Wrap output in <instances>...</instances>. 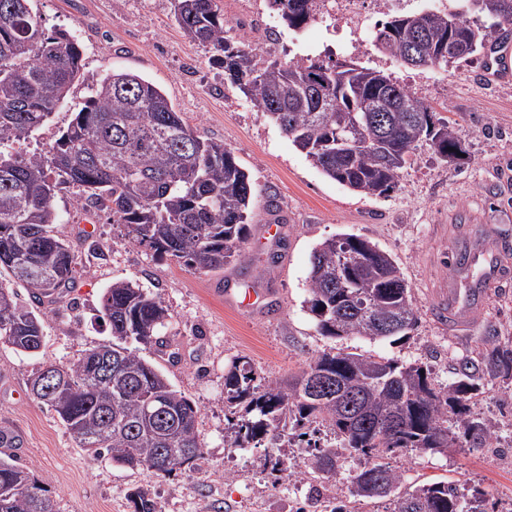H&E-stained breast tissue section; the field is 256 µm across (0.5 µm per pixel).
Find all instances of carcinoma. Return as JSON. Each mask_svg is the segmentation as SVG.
Returning <instances> with one entry per match:
<instances>
[{"mask_svg":"<svg viewBox=\"0 0 512 512\" xmlns=\"http://www.w3.org/2000/svg\"><path fill=\"white\" fill-rule=\"evenodd\" d=\"M221 0H174V19L184 36L208 44L224 79L253 107L265 112L322 174L363 195H385L417 148L428 144L442 160L463 152L450 121L406 86L362 65L319 56L285 63L266 59L227 36ZM317 0H268L287 25L298 30L319 16ZM446 12H421L425 34L416 38L414 15L393 16L377 25L379 51L408 66H446L477 59L512 30V0H456ZM483 19L476 25L468 19ZM459 19L449 30L448 20ZM456 42L467 49L451 50ZM83 49L67 30L47 32L31 0H0V342L35 354L42 347L43 319L19 305L9 281H19L37 302L74 286L77 255L55 232L53 206L62 184L82 189L94 207L107 209L130 240L197 272L224 269L242 256L248 216L255 202L249 174L224 144L194 135L160 88L133 73H112L90 89L84 106L46 153L22 154L15 144L40 128L79 81ZM315 82L324 96L358 107L364 130L381 123L384 134L367 142L360 132L336 122V113L317 111L303 85ZM347 252L360 256L336 272ZM307 309L326 336L388 339L414 329L418 317L410 289L393 259L355 234L323 240L311 259ZM101 319L112 340L67 365L49 364L56 375L50 393L32 390L53 410L77 446L109 456L131 470L164 476L194 471L204 456L198 434L200 408L156 365L129 347L132 342L166 348L171 315L160 298L139 285L117 280L101 299ZM322 370L344 388H359V415L340 410L336 398L308 394V376ZM512 370V351H493L482 362H463L458 380L437 387L430 369L416 362L359 354L324 353L292 385L261 384L251 363L234 360L224 374V404L239 448L275 443L280 425L301 432L318 423L330 427L339 446L315 447L314 471L336 468L338 448L364 456L408 448H452L460 437L475 448L489 447L490 427L471 415L469 393L487 374ZM373 476L400 487L402 476L383 464L364 468L350 493L367 497L363 479ZM133 512H159L153 494L140 487L128 495ZM393 512H487L480 492L461 502L448 482L423 484L393 501ZM0 512H57L43 481L13 460H0Z\"/></svg>","mask_w":512,"mask_h":512,"instance_id":"1","label":"carcinoma"}]
</instances>
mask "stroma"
<instances>
[{
    "label": "stroma",
    "instance_id": "obj_1",
    "mask_svg": "<svg viewBox=\"0 0 512 512\" xmlns=\"http://www.w3.org/2000/svg\"><path fill=\"white\" fill-rule=\"evenodd\" d=\"M46 30L71 31L83 47V77L49 122L22 140L20 152L47 151L82 108L90 86L114 72L138 74L159 87L190 129L230 148L249 173L257 204L239 261L219 273H199L162 260L131 243L109 211L80 202L78 188L57 192L58 236L76 249L73 288L36 306L44 342L28 355L0 343V431L21 446L0 447V459L27 465L45 481L58 512H132L128 492L143 487L162 512H390L391 498L355 499L351 481L371 457L344 454L332 472H312V450L286 429L276 445L236 448L224 416V374L247 357L273 383L299 376L324 353L352 352L427 365L438 385L451 382L462 362L493 349L512 348V290L496 291L484 318L455 338L431 315L430 288L451 274L445 255L458 225L512 230V84L489 82L484 59L450 67L409 69L366 45L359 60L389 75L448 118L466 150L459 160L438 159L420 146L398 185L375 197L351 192L324 176L265 113L224 80L211 47L187 39L174 22L173 0H34ZM224 28H247L251 47L288 61L327 51L331 18L288 29L267 0H222ZM278 224L271 243L262 225ZM351 233L378 245L399 266L418 323L400 340L322 335L305 300L310 260L325 238ZM103 258L87 255L84 236ZM130 280L160 297L171 311L164 352L136 345L137 354L166 373L175 389L200 408L198 433L205 455L198 470L161 476L93 458L75 446L56 414L33 398L29 380L46 364L65 365L110 338L98 315L105 290ZM253 289L254 304L243 302ZM474 417L491 426L498 448H443L387 454L380 462L400 473L404 486L444 481L461 494L481 491L488 512H512V373L479 381L469 400Z\"/></svg>",
    "mask_w": 512,
    "mask_h": 512
}]
</instances>
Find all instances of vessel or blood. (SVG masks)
I'll list each match as a JSON object with an SVG mask.
<instances>
[{
  "mask_svg": "<svg viewBox=\"0 0 512 512\" xmlns=\"http://www.w3.org/2000/svg\"><path fill=\"white\" fill-rule=\"evenodd\" d=\"M490 77H512V42L496 45L487 60ZM454 273L434 288L432 314L449 334L461 335L482 318L495 288L512 281V260L502 254L494 239L485 237L463 244L453 255Z\"/></svg>",
  "mask_w": 512,
  "mask_h": 512,
  "instance_id": "1",
  "label": "vessel or blood"
}]
</instances>
